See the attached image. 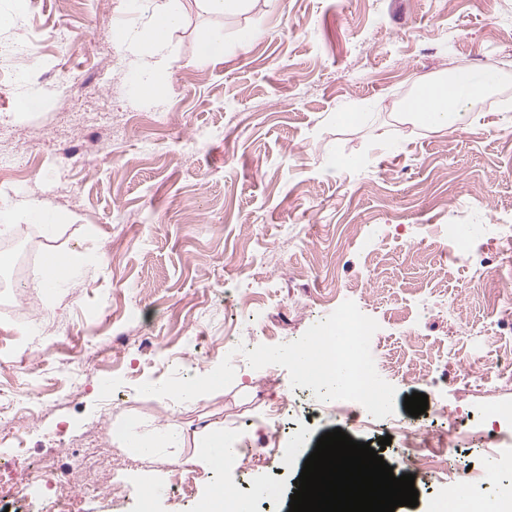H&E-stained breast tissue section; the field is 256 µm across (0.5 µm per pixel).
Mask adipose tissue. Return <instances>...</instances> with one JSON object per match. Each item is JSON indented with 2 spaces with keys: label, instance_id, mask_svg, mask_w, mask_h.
Segmentation results:
<instances>
[{
  "label": "adipose tissue",
  "instance_id": "adipose-tissue-1",
  "mask_svg": "<svg viewBox=\"0 0 512 512\" xmlns=\"http://www.w3.org/2000/svg\"><path fill=\"white\" fill-rule=\"evenodd\" d=\"M131 12L147 14L140 26L121 25L112 40L131 55L128 73L141 95L152 96L169 79L164 52L169 37L180 21L175 0H127ZM494 80L475 81L469 72L458 71L442 79L421 83L406 102V115L413 122L440 131L471 124V102L493 88ZM46 263L33 273L30 288L39 294H53L74 283L92 263L91 255L79 250L45 251Z\"/></svg>",
  "mask_w": 512,
  "mask_h": 512
}]
</instances>
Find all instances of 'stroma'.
<instances>
[{"label":"stroma","mask_w":512,"mask_h":512,"mask_svg":"<svg viewBox=\"0 0 512 512\" xmlns=\"http://www.w3.org/2000/svg\"><path fill=\"white\" fill-rule=\"evenodd\" d=\"M178 6L169 80L145 98L112 41L130 20L125 0H0V42L36 36L0 74V153L30 160L0 174V206L50 205L61 216L54 242L20 219L13 233L42 251L95 257L74 287L0 309V380L38 412L21 427L28 462L53 455L58 479L89 456L127 485L120 497H85L81 512H136L144 478L163 489L156 512H197L219 489L251 512H288L327 431L373 445L390 436L382 456L393 466L405 450L392 422L449 429L437 414L445 406L491 426L512 404V382L493 369L512 326L480 292L491 268L512 282L497 258L512 225V0H275L225 15L197 0ZM245 28L258 32L246 44ZM212 29L224 54L204 59L197 38ZM458 69L498 77L475 100L472 126L434 131L402 118L422 79ZM24 95L39 109L18 112ZM360 110L363 124L336 119ZM162 113L174 126H152ZM244 297L259 306L242 311ZM347 300L379 324L370 349L392 365L382 374L396 389L392 417L337 414L332 402L296 395L285 368L255 369L240 354L233 383L193 401L137 391L174 372L208 374L229 334L250 350L294 341ZM145 336L152 348H141ZM46 351L55 362L44 368ZM415 392L428 408L413 417L403 403ZM280 402L283 413L269 416ZM126 422L140 438L175 428L183 446L140 455L112 436ZM218 429L249 469L206 464L200 443ZM511 459L507 433L454 445L449 483L478 470L470 494L496 501ZM180 460L200 475L194 497L170 487Z\"/></svg>","instance_id":"obj_1"}]
</instances>
